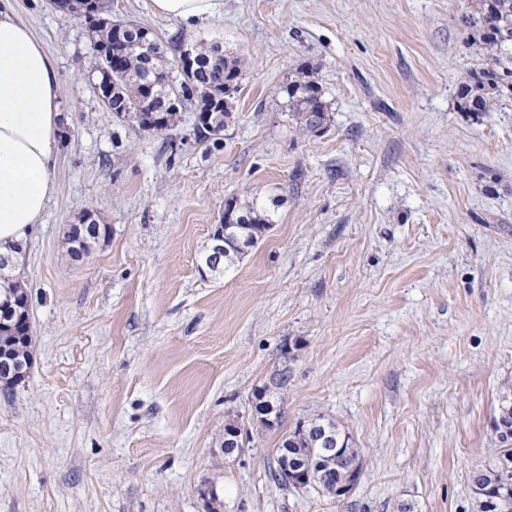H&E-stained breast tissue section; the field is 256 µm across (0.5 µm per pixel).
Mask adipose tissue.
Listing matches in <instances>:
<instances>
[{
    "mask_svg": "<svg viewBox=\"0 0 512 512\" xmlns=\"http://www.w3.org/2000/svg\"><path fill=\"white\" fill-rule=\"evenodd\" d=\"M58 97L49 55L0 0V253L28 240L55 190Z\"/></svg>",
    "mask_w": 512,
    "mask_h": 512,
    "instance_id": "1",
    "label": "adipose tissue"
}]
</instances>
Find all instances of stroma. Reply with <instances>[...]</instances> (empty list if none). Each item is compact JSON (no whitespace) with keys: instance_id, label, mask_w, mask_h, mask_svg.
Returning a JSON list of instances; mask_svg holds the SVG:
<instances>
[{"instance_id":"35a3bbf8","label":"stroma","mask_w":512,"mask_h":512,"mask_svg":"<svg viewBox=\"0 0 512 512\" xmlns=\"http://www.w3.org/2000/svg\"><path fill=\"white\" fill-rule=\"evenodd\" d=\"M162 42L241 60L224 141L186 111L164 138L99 98L83 13L14 0L60 82L56 190L23 246L33 364L0 389V512H473L470 474L512 384V107L464 109V0H219L194 25L111 0ZM312 72L324 129L288 120ZM272 221L232 271L200 270L224 204ZM111 225L89 257L64 233ZM281 418L254 395L277 372ZM362 462L336 499L271 477L299 419ZM242 430L228 457L224 426Z\"/></svg>"}]
</instances>
